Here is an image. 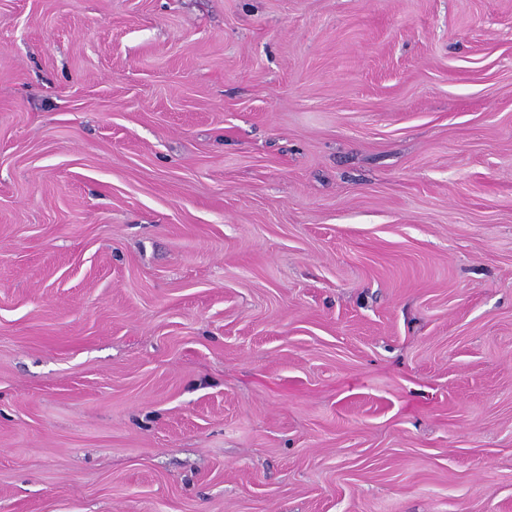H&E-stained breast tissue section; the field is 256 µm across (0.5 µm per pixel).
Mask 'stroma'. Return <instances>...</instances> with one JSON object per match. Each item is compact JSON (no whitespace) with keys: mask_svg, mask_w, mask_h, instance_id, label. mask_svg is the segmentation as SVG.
I'll return each instance as SVG.
<instances>
[{"mask_svg":"<svg viewBox=\"0 0 512 512\" xmlns=\"http://www.w3.org/2000/svg\"><path fill=\"white\" fill-rule=\"evenodd\" d=\"M0 512H512V0H0Z\"/></svg>","mask_w":512,"mask_h":512,"instance_id":"35a3bbf8","label":"stroma"}]
</instances>
